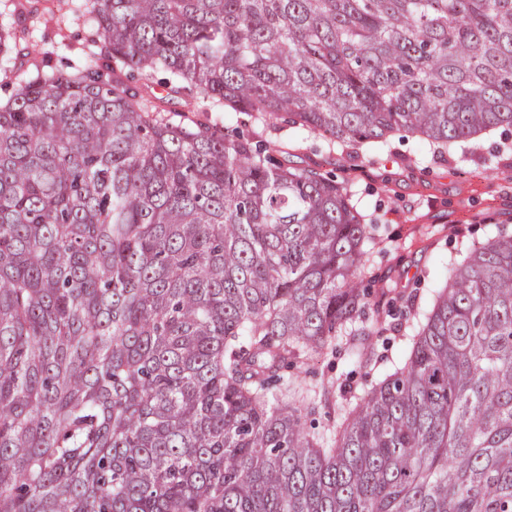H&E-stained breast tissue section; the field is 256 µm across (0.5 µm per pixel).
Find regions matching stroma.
Segmentation results:
<instances>
[{
  "mask_svg": "<svg viewBox=\"0 0 512 512\" xmlns=\"http://www.w3.org/2000/svg\"><path fill=\"white\" fill-rule=\"evenodd\" d=\"M1 20L17 31L12 55L0 60L1 98L44 62L63 71L105 65L104 40L76 2L58 11L47 0H0ZM121 77L138 99L166 109L174 122L224 125L223 110L209 101L184 111V95L160 85L158 76L125 71ZM280 149L290 166L347 182L358 210L373 221L366 331L337 337L292 374L305 396L303 416L328 431L345 391L366 388L402 356L411 333L408 309L423 308L449 268L479 243L512 233V151L495 131L444 154L408 134L353 158L288 122ZM379 322L384 333H371Z\"/></svg>",
  "mask_w": 512,
  "mask_h": 512,
  "instance_id": "obj_1",
  "label": "stroma"
}]
</instances>
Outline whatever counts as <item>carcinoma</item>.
Here are the masks:
<instances>
[{
  "mask_svg": "<svg viewBox=\"0 0 512 512\" xmlns=\"http://www.w3.org/2000/svg\"><path fill=\"white\" fill-rule=\"evenodd\" d=\"M86 2L111 75L42 72L0 102V512H512V234L316 434L268 389L364 322L348 184L119 77L163 70L338 146L507 142L512 0ZM16 38L0 24V56ZM121 77L131 94H136L139 100L151 101L154 105L166 109L168 112L162 113L172 121L189 127H196V123H205L210 127L224 130L223 110L206 99L203 101L200 94L195 95L197 99L194 100L197 104L194 111L183 112L184 100L189 98L182 94H175L160 85L158 82L162 75L145 76L137 71L133 73L125 71L121 73Z\"/></svg>",
  "mask_w": 512,
  "mask_h": 512,
  "instance_id": "cac0c4a2",
  "label": "carcinoma"
}]
</instances>
